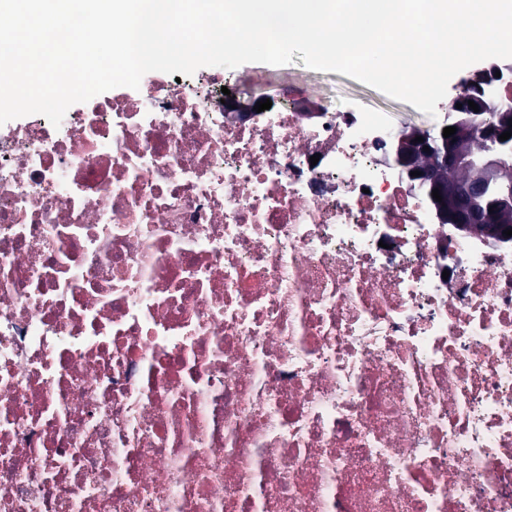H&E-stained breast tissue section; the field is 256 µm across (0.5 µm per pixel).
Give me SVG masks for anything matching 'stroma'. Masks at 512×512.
I'll return each instance as SVG.
<instances>
[{
  "instance_id": "35a3bbf8",
  "label": "stroma",
  "mask_w": 512,
  "mask_h": 512,
  "mask_svg": "<svg viewBox=\"0 0 512 512\" xmlns=\"http://www.w3.org/2000/svg\"><path fill=\"white\" fill-rule=\"evenodd\" d=\"M481 69L473 64L454 75L448 83L446 98L437 105L435 115H427L413 105L391 98L379 90L337 72H321L304 65L301 54L289 64L273 66L245 63L229 69L211 67V74L223 77L228 89L264 95L277 104L297 98L334 112H379L395 127L421 129L440 125L448 111V101L460 92L462 82Z\"/></svg>"
}]
</instances>
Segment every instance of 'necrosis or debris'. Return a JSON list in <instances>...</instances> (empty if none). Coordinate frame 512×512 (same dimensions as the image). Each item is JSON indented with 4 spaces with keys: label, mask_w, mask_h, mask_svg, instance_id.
Here are the masks:
<instances>
[{
    "label": "necrosis or debris",
    "mask_w": 512,
    "mask_h": 512,
    "mask_svg": "<svg viewBox=\"0 0 512 512\" xmlns=\"http://www.w3.org/2000/svg\"><path fill=\"white\" fill-rule=\"evenodd\" d=\"M223 84L0 131V512H512V243Z\"/></svg>",
    "instance_id": "4bbe7bcc"
}]
</instances>
